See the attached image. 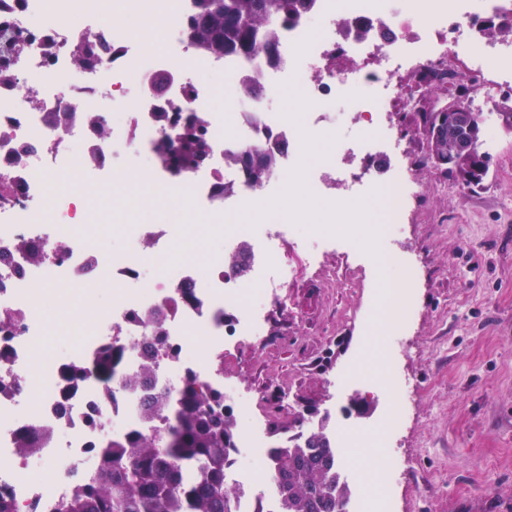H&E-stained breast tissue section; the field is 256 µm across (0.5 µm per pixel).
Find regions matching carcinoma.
I'll return each mask as SVG.
<instances>
[{
	"label": "carcinoma",
	"instance_id": "obj_1",
	"mask_svg": "<svg viewBox=\"0 0 512 512\" xmlns=\"http://www.w3.org/2000/svg\"><path fill=\"white\" fill-rule=\"evenodd\" d=\"M313 0H195L196 12L188 23L186 36L199 53L221 58L229 53L264 55L275 60L279 43L268 29L280 22L293 24L312 8ZM489 38L512 40V21L489 19L480 26ZM97 60L93 48L78 46L72 64L85 68ZM477 129L461 127L452 139L429 144L428 159L453 157L459 141L467 142L470 153L463 160L468 167L484 159V168L473 172L474 185L483 182L489 171L488 154L481 150L486 115L474 113ZM159 123L174 128V137L157 149V161L177 173L198 169L206 160L208 142L203 124L190 120L183 126L173 123L166 112L158 113ZM278 142L264 149L246 148L236 156L246 180L253 186L264 184L276 170ZM247 247L241 246L224 257V262L247 275ZM124 347L103 348L86 373L101 379L112 376L128 389L144 388L153 381L156 362L151 356L134 374H121ZM224 395L201 391L187 378L176 402L167 394L151 398L144 420L167 419L175 411V422L165 431L134 434L108 444L110 452L97 476L77 489L62 503L60 512H235L230 494L224 489V468L235 449L237 420L223 409ZM329 417L318 418L314 429L288 441L286 449L273 448L276 467L278 512H338L350 488L341 471L336 444L328 432Z\"/></svg>",
	"mask_w": 512,
	"mask_h": 512
}]
</instances>
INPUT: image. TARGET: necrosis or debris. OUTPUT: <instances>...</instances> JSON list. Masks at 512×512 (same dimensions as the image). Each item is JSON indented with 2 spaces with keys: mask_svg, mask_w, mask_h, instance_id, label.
<instances>
[{
  "mask_svg": "<svg viewBox=\"0 0 512 512\" xmlns=\"http://www.w3.org/2000/svg\"><path fill=\"white\" fill-rule=\"evenodd\" d=\"M0 15V45L25 40L22 54L0 55L15 74L11 89L0 91V184L9 185V200L0 201V250L21 240L42 247L41 262L16 253L12 264H0V497L15 512H59L82 484L96 476L103 448L134 431H150L143 409L151 392L177 397L184 379L223 393L230 410L245 411L249 393L225 385L213 373L229 338L245 343L261 336L260 316L277 281L287 278L272 242L287 225L300 224V197H318L335 204L337 194L353 187L383 195V221L365 222L361 211L348 213L362 241L389 238L403 222L416 193L406 160H399L387 179L377 177L378 139L390 136L392 101L401 95L400 79L415 74L436 80L449 65L466 59L483 90L469 99V109L484 112L497 86L512 84V41L477 40L480 21L512 14V0H314L306 18L293 27H276L279 59L263 55L205 56L188 43L185 33L195 12L194 0H123L119 12L105 14L101 0H9ZM137 17L151 30L162 31L163 49L136 40L126 23ZM370 22L365 38L340 40L344 22ZM320 28H313V21ZM104 37L110 52L91 66L77 69L71 51L80 39ZM57 49L46 56L44 38ZM224 75V104L218 112L209 76ZM293 84L306 105L307 119L269 112L261 100ZM259 88V98L242 94L246 85ZM140 95L128 98L130 86ZM38 87L39 104L28 90ZM345 101L365 120L358 145L345 149L344 133L332 117L336 101ZM98 114L109 126L107 139H97L84 123L85 113ZM184 121L197 114L210 143L207 164L178 175L155 165V148L165 129L158 113ZM66 115V130L55 125ZM335 133L339 145L317 171L303 163L311 142ZM281 137L273 176L277 192L247 183L232 158L247 147H263ZM27 145L23 161L15 149ZM152 165L141 188L166 200L173 211L196 210L205 217L192 236H179L172 224H134L129 245L108 250L92 223L98 220L97 186L104 174L125 171L131 153ZM233 193H225V185ZM263 203L266 221L242 227L224 221L225 208H253ZM222 250L203 264L191 254L212 240ZM249 244L251 275L239 278L224 262L226 253ZM70 282L92 318L66 351L36 353L51 311L45 295L57 280ZM109 280L111 305L97 303L94 285ZM162 315L164 346H154L149 319ZM125 346V370H134L145 350L160 362L152 390H126L119 380L92 381L82 374L100 350ZM340 383L377 390L389 403L371 425L361 418H342L336 446L343 475L353 494L345 512H393L387 475L356 467L364 448H386L402 423V410L391 396L401 387L393 370L363 371L353 365ZM267 421H247L235 436L227 462L228 476L241 488L237 512H257V505L275 496L268 465ZM31 450L20 453V433Z\"/></svg>",
  "mask_w": 512,
  "mask_h": 512,
  "instance_id": "necrosis-or-debris-1",
  "label": "necrosis or debris"
}]
</instances>
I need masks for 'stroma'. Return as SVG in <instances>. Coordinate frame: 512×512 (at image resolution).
I'll use <instances>...</instances> for the list:
<instances>
[{
  "mask_svg": "<svg viewBox=\"0 0 512 512\" xmlns=\"http://www.w3.org/2000/svg\"><path fill=\"white\" fill-rule=\"evenodd\" d=\"M470 93L461 66L451 82L406 80L392 106L419 185L390 244L412 264L400 325L384 338L372 333L383 288L361 243L313 260L287 238L280 251L291 276L283 300L266 306L263 342L229 344L214 362L283 424L308 405L335 417L361 406L373 421L383 397L337 379L361 359L384 367L394 340L405 419L391 450L366 454L373 471L400 467L394 512H512V134L485 132L490 172L466 187L429 162L422 127L423 112ZM135 193L101 195L108 246H123L127 226L149 214Z\"/></svg>",
  "mask_w": 512,
  "mask_h": 512,
  "instance_id": "1",
  "label": "stroma"
}]
</instances>
